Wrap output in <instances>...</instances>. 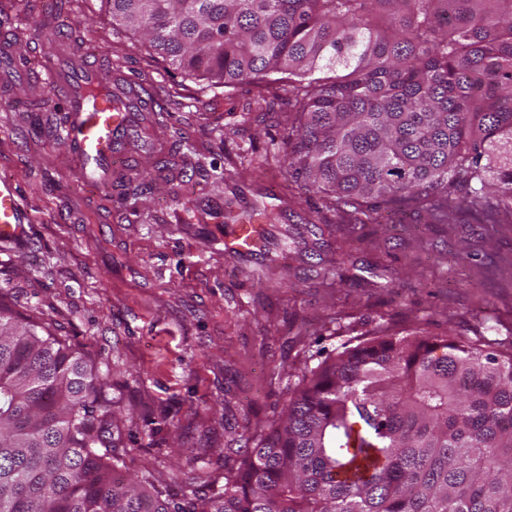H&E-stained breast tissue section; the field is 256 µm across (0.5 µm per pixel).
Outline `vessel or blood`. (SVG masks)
<instances>
[{
    "instance_id": "vessel-or-blood-1",
    "label": "vessel or blood",
    "mask_w": 512,
    "mask_h": 512,
    "mask_svg": "<svg viewBox=\"0 0 512 512\" xmlns=\"http://www.w3.org/2000/svg\"><path fill=\"white\" fill-rule=\"evenodd\" d=\"M41 41L48 47L43 61L46 87L59 91L65 122L59 129L70 147L73 172L83 183L108 190L124 174L122 149L130 146L135 133L150 125L144 112L114 111V100L139 102L135 84L113 85L98 68L85 60L73 46L56 35L53 23L42 22ZM27 215L14 183L0 180V241L14 242L24 237ZM266 227L262 224H235L224 236V250L247 256L256 249Z\"/></svg>"
}]
</instances>
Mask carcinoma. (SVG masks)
<instances>
[{
	"label": "carcinoma",
	"mask_w": 512,
	"mask_h": 512,
	"mask_svg": "<svg viewBox=\"0 0 512 512\" xmlns=\"http://www.w3.org/2000/svg\"><path fill=\"white\" fill-rule=\"evenodd\" d=\"M211 83L288 84V175L356 224L512 220V0H106ZM107 383L0 299V512H512V348L381 330L306 368L224 484L117 476Z\"/></svg>",
	"instance_id": "1"
}]
</instances>
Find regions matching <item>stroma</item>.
<instances>
[{"label": "stroma", "mask_w": 512, "mask_h": 512, "mask_svg": "<svg viewBox=\"0 0 512 512\" xmlns=\"http://www.w3.org/2000/svg\"><path fill=\"white\" fill-rule=\"evenodd\" d=\"M103 70L134 80L154 119L130 148L128 187L95 195L52 136L62 107L42 88V16ZM16 24L28 97L0 90V180L16 183L25 237L0 243V294L49 323L112 387L127 474L204 484L249 423L284 412L288 372L379 326L496 339L512 322V223L458 215L432 224L411 208L354 224L318 200L289 202L275 85L205 88L138 34L116 33L104 0H0ZM154 171L140 183L142 168ZM277 212L258 255L224 252L223 216ZM346 250V278L324 275ZM272 280L253 281L260 267Z\"/></svg>", "instance_id": "stroma-1"}]
</instances>
